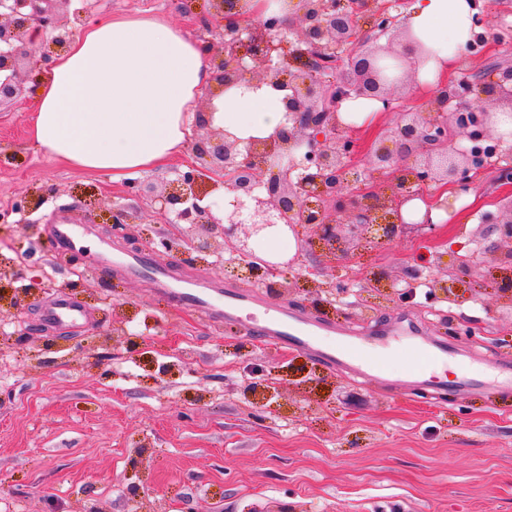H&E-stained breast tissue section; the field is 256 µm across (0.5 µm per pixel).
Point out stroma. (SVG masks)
I'll use <instances>...</instances> for the list:
<instances>
[{
    "label": "stroma",
    "instance_id": "stroma-1",
    "mask_svg": "<svg viewBox=\"0 0 512 512\" xmlns=\"http://www.w3.org/2000/svg\"><path fill=\"white\" fill-rule=\"evenodd\" d=\"M182 0H72L82 17L148 11L201 34ZM485 52L469 72L512 65V0H481ZM35 97L0 108V501L16 512H512V392L489 384L453 402L395 393L384 381L272 345L243 323L173 305L144 278L90 270L49 250L55 217L87 225L83 245L146 251L171 235L156 206L126 184L46 157L32 137ZM512 184L478 174L469 203L436 233L414 230L327 263L297 228L286 277L234 269L221 237L199 260L155 254L178 278H208L363 332L408 317L485 369L512 360V304L478 236ZM41 196L34 211L21 199ZM135 209L120 230L100 217ZM468 272L462 297L432 296L435 277ZM420 283L410 301L364 307V285ZM78 301L87 322H41L51 298Z\"/></svg>",
    "mask_w": 512,
    "mask_h": 512
}]
</instances>
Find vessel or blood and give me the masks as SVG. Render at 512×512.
<instances>
[{"label": "vessel or blood", "mask_w": 512, "mask_h": 512, "mask_svg": "<svg viewBox=\"0 0 512 512\" xmlns=\"http://www.w3.org/2000/svg\"><path fill=\"white\" fill-rule=\"evenodd\" d=\"M86 233L83 226L58 224L51 244L58 250H70ZM123 267L126 275L151 280L159 294L173 297L178 305L206 311L228 322L245 319L249 309L262 308V317L249 319L254 333L287 349L314 351L331 368L344 367L364 377H386L385 361L378 358L377 352L398 340L413 361L396 378V385L417 394L451 388L477 390L484 385L482 371L474 367L468 354L421 336L419 329L406 318L382 326L366 337L343 336L327 342L323 336L333 332L331 322L306 321L288 306L264 303L258 294L206 280L173 285L169 269L144 253L128 256ZM84 316L81 306L65 295L55 297L42 309L44 321L59 327L76 325Z\"/></svg>", "instance_id": "vessel-or-blood-1"}]
</instances>
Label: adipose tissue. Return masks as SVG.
<instances>
[{
	"label": "adipose tissue",
	"mask_w": 512,
	"mask_h": 512,
	"mask_svg": "<svg viewBox=\"0 0 512 512\" xmlns=\"http://www.w3.org/2000/svg\"><path fill=\"white\" fill-rule=\"evenodd\" d=\"M473 0H414L408 32L430 49L411 67L436 86L473 37ZM209 64L190 30L158 16L86 19L47 71L33 136L45 156L121 181L181 150ZM283 91L237 86L213 116L238 139H266L285 125Z\"/></svg>",
	"instance_id": "ef3b65f1"
}]
</instances>
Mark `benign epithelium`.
<instances>
[{
    "mask_svg": "<svg viewBox=\"0 0 512 512\" xmlns=\"http://www.w3.org/2000/svg\"><path fill=\"white\" fill-rule=\"evenodd\" d=\"M55 0H0V108L28 92L26 71H46L63 53L80 21L79 12L58 11ZM242 0H208L199 23L215 37L202 39L211 81L201 98L196 123L211 128L209 135L194 140L193 161L186 170L154 187L134 182L136 197L147 196L159 204L169 224H201L218 231L233 253L245 261L250 278L282 276L290 262L251 263L250 240L274 227L295 231L306 226L310 245H318L334 260L349 258L373 229L390 241L405 230H433L432 207L447 209L448 201L427 203L422 221L404 220L403 206L417 198L411 187L450 185L470 187L478 158L469 142L480 138L502 151L506 165L501 178L512 180V140L497 129V113L489 101L512 107V67H499L475 80L445 82L435 89L425 110L398 111L395 92L412 79L410 58L419 48L408 38L370 50L349 49L358 24L355 12L342 0H302L300 24L278 16L252 19L241 10ZM390 0L379 8L376 0H362L361 10L370 20L376 38L393 28ZM49 33V49L35 58L30 46L38 34ZM347 57L352 77L322 78L319 72L337 66ZM240 84H268L288 91L283 99L288 127L269 139L243 144L234 135L212 124L213 100ZM380 101L385 112L400 118L370 147V166L363 172L387 184L389 192L370 187L359 191L347 178L349 162L357 152L353 128L342 123L337 110L351 97ZM212 195L229 198V208L215 213L203 201ZM348 214V221L337 218ZM496 235L485 251L502 245L508 250L499 261L512 267V204L483 219ZM186 242L198 256L211 253L208 238H189L181 233L161 239L171 251ZM463 279H435L433 290L457 296Z\"/></svg>",
    "mask_w": 512,
    "mask_h": 512,
    "instance_id": "benign-epithelium-1",
    "label": "benign epithelium"
}]
</instances>
